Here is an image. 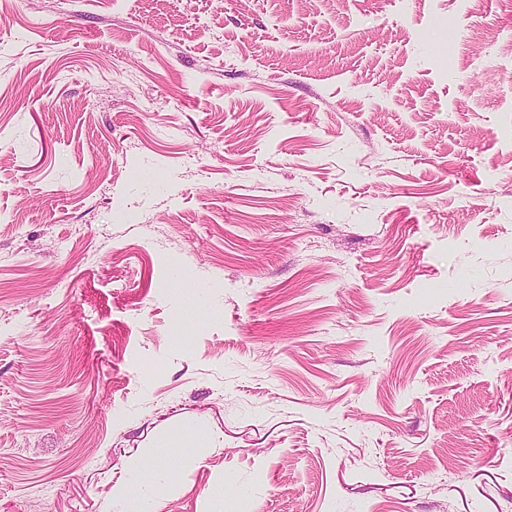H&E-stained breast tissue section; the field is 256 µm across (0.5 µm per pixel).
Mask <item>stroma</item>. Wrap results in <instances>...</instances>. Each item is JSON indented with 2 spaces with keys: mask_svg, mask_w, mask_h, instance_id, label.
Instances as JSON below:
<instances>
[{
  "mask_svg": "<svg viewBox=\"0 0 512 512\" xmlns=\"http://www.w3.org/2000/svg\"><path fill=\"white\" fill-rule=\"evenodd\" d=\"M132 486L512 512V0H10L0 512Z\"/></svg>",
  "mask_w": 512,
  "mask_h": 512,
  "instance_id": "stroma-1",
  "label": "stroma"
}]
</instances>
